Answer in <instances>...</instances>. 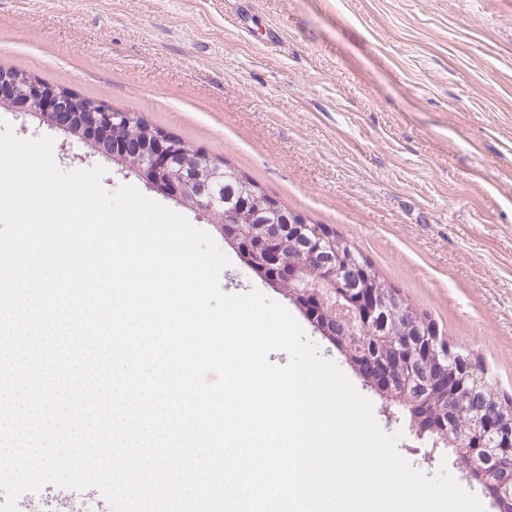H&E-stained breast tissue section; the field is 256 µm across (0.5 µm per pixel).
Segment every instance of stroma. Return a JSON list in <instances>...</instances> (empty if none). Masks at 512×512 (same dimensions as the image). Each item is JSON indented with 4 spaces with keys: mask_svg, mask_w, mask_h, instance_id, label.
I'll list each match as a JSON object with an SVG mask.
<instances>
[{
    "mask_svg": "<svg viewBox=\"0 0 512 512\" xmlns=\"http://www.w3.org/2000/svg\"><path fill=\"white\" fill-rule=\"evenodd\" d=\"M0 66L135 110L333 228L512 395V0H0ZM0 119L52 137L61 170L146 188ZM353 384L416 469L480 493Z\"/></svg>",
    "mask_w": 512,
    "mask_h": 512,
    "instance_id": "1",
    "label": "stroma"
}]
</instances>
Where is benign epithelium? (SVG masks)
I'll return each instance as SVG.
<instances>
[{
	"instance_id": "7a95c632",
	"label": "benign epithelium",
	"mask_w": 512,
	"mask_h": 512,
	"mask_svg": "<svg viewBox=\"0 0 512 512\" xmlns=\"http://www.w3.org/2000/svg\"><path fill=\"white\" fill-rule=\"evenodd\" d=\"M0 106L24 115H34L50 128L81 140L93 152L118 161L135 173L156 193L205 215L216 225L224 240L232 245L245 243L260 271L276 270L274 286L288 284L287 296L315 314L328 308L336 316V331L352 337L365 350L369 345L395 349L389 362L365 356L353 365L365 384L385 400L388 418L391 406L417 404L427 412L432 392L448 386V360L431 354L428 345L412 334L397 336L396 316L383 313V306L371 291H361L342 280L344 268L336 258H320L318 270L311 272L306 250L285 261L276 246L287 224H254L245 210L224 213V177L221 166L204 164L191 152L172 146L169 135L150 144L140 143L129 132L132 112H115L105 104L91 112H79L70 100L47 89L25 73L0 77ZM453 445L470 449L468 473L476 476L499 501L512 488V428L492 413L455 433Z\"/></svg>"
}]
</instances>
